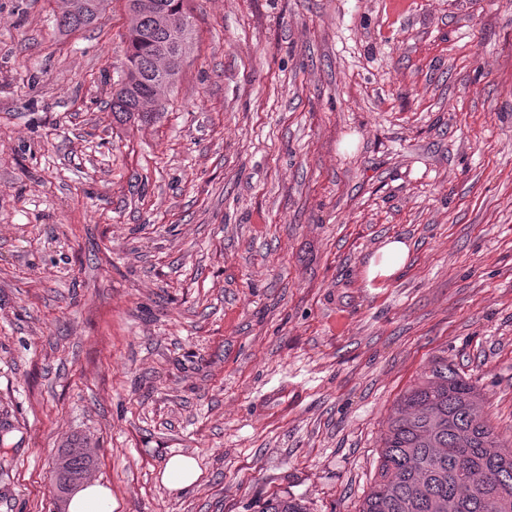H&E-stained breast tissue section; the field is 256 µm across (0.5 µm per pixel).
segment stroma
<instances>
[{
  "label": "stroma",
  "instance_id": "obj_1",
  "mask_svg": "<svg viewBox=\"0 0 512 512\" xmlns=\"http://www.w3.org/2000/svg\"><path fill=\"white\" fill-rule=\"evenodd\" d=\"M125 4L0 0V512L75 440L112 512H359L436 359L512 441V0H184L122 122ZM83 6H80L75 12L70 13H60L58 17V25L60 28L66 31H77L81 29L88 28L94 24H96L101 18L102 14L106 10L107 2L105 1L102 7V14L95 21L92 19L93 13L91 7H94V4L98 0H80ZM381 259L378 264L374 259L370 263V277H386L394 273L406 262L408 247L401 241L389 242L381 249ZM201 470L192 458L183 455L172 456L163 472L162 482L174 490H183L199 480Z\"/></svg>",
  "mask_w": 512,
  "mask_h": 512
}]
</instances>
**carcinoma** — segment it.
I'll list each match as a JSON object with an SVG mask.
<instances>
[{"label":"carcinoma","mask_w":512,"mask_h":512,"mask_svg":"<svg viewBox=\"0 0 512 512\" xmlns=\"http://www.w3.org/2000/svg\"><path fill=\"white\" fill-rule=\"evenodd\" d=\"M96 0H81L74 12L62 13L66 31L88 28ZM165 32L155 15H140L129 30L127 61L134 70L113 90L110 109L118 119L149 101L158 77ZM93 456L73 442L56 458L55 486L64 512L68 496L90 470ZM499 486L512 499V445L501 440L484 416V399L471 382L446 360L434 361L428 373L409 387L389 418L379 451L374 484L359 512H493L478 501L464 511L446 505L478 488Z\"/></svg>","instance_id":"carcinoma-1"}]
</instances>
